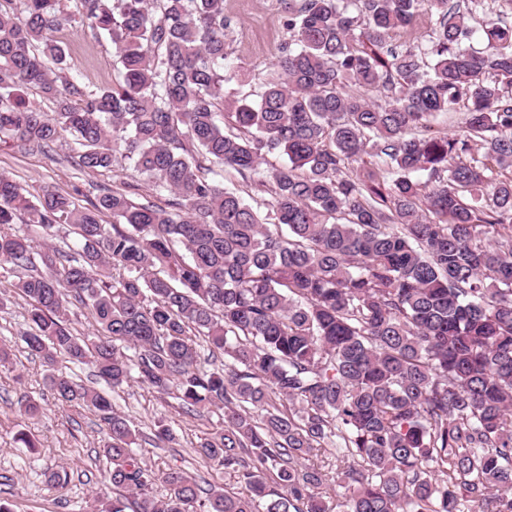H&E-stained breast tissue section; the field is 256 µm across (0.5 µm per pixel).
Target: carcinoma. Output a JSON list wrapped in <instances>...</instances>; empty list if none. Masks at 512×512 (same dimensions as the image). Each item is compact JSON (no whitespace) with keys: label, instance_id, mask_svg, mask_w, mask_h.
<instances>
[{"label":"carcinoma","instance_id":"carcinoma-1","mask_svg":"<svg viewBox=\"0 0 512 512\" xmlns=\"http://www.w3.org/2000/svg\"><path fill=\"white\" fill-rule=\"evenodd\" d=\"M427 12V49L393 47ZM471 14L288 0L277 70L226 112L224 0H0V142L67 133L81 169L120 153L169 200L112 191L86 207L0 173V224H25L0 232V270L27 302L20 341L57 401L106 425L116 493L91 512H512V26L474 52ZM86 25L112 43L110 86L65 74L58 34ZM460 103L465 137L427 134ZM274 151L287 165L256 179ZM226 168L270 199L224 187ZM72 305L92 334L73 333ZM197 336L224 363L203 364ZM61 354L114 390L222 410L199 454L245 492L143 463L132 445L171 442L170 426L141 434L55 373ZM318 447L336 449L335 477L306 464Z\"/></svg>","mask_w":512,"mask_h":512}]
</instances>
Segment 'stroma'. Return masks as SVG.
Here are the masks:
<instances>
[{"instance_id":"1","label":"stroma","mask_w":512,"mask_h":512,"mask_svg":"<svg viewBox=\"0 0 512 512\" xmlns=\"http://www.w3.org/2000/svg\"><path fill=\"white\" fill-rule=\"evenodd\" d=\"M224 12L232 18L227 39L228 62L236 76L224 86V98L234 101L251 94L259 79L280 55L288 41L285 0H224ZM60 38L69 48L71 77L97 86L111 84L116 72L110 40L90 29L64 31ZM0 172L10 174L31 193L49 188L70 193L79 204L95 199L109 188L131 195L138 202L154 198L133 166L119 160L114 167L87 174L78 166V147L72 138L42 153L19 145L0 148ZM14 276L0 278V294L7 307L0 312V345L13 351V365L0 368V497L8 499L13 512H87L94 496L108 495L110 462L101 450L106 427L99 417L76 404H60L49 392L40 359L24 352L18 335L27 327V302L14 287ZM31 398L43 412L29 418L19 411L21 400ZM112 401L136 430L149 432L155 420L165 419L176 437L163 448L141 442L134 451L154 468L177 466L210 484L240 491L233 475L211 469L196 448L218 420L217 414L191 417L176 399L161 396L129 383L113 392ZM30 431L36 450L16 447L13 437ZM65 470L64 486L49 480Z\"/></svg>"}]
</instances>
